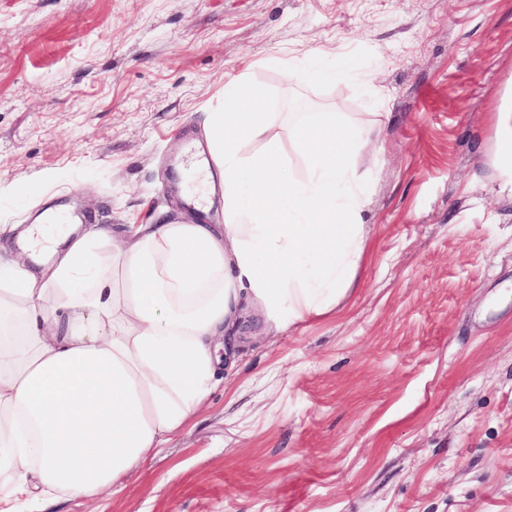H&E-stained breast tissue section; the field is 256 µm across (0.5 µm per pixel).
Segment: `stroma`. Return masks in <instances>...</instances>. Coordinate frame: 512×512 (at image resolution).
<instances>
[{"label": "stroma", "instance_id": "obj_1", "mask_svg": "<svg viewBox=\"0 0 512 512\" xmlns=\"http://www.w3.org/2000/svg\"><path fill=\"white\" fill-rule=\"evenodd\" d=\"M349 64L344 80L311 58ZM240 78L270 122L386 124L336 310L269 334L117 494L47 512H512V0H0V225L224 221L178 164ZM495 127L497 151L493 163L503 175L498 190L512 197V111L496 112Z\"/></svg>", "mask_w": 512, "mask_h": 512}]
</instances>
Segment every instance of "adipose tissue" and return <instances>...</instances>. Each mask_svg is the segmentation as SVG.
<instances>
[{"label": "adipose tissue", "instance_id": "ef3b65f1", "mask_svg": "<svg viewBox=\"0 0 512 512\" xmlns=\"http://www.w3.org/2000/svg\"><path fill=\"white\" fill-rule=\"evenodd\" d=\"M495 127L498 187L512 196V111ZM290 136L308 156L302 179L283 172L279 129L230 81L210 138L224 223L140 225L107 264L93 242L110 228L0 225L18 245L0 262V512L120 492L216 388L242 309L277 331L347 296L367 245L356 161L369 139L327 112ZM246 138L268 151L243 156Z\"/></svg>", "mask_w": 512, "mask_h": 512}]
</instances>
